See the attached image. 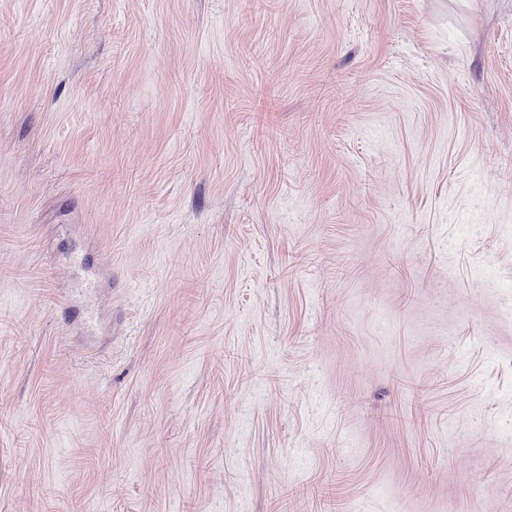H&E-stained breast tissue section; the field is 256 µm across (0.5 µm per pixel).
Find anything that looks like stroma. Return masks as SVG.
<instances>
[{
  "instance_id": "1",
  "label": "stroma",
  "mask_w": 512,
  "mask_h": 512,
  "mask_svg": "<svg viewBox=\"0 0 512 512\" xmlns=\"http://www.w3.org/2000/svg\"><path fill=\"white\" fill-rule=\"evenodd\" d=\"M512 512V0H0V512Z\"/></svg>"
}]
</instances>
